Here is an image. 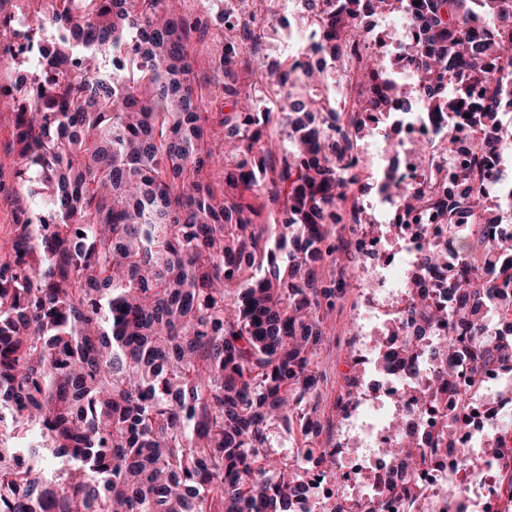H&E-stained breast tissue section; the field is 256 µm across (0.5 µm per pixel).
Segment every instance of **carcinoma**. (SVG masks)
<instances>
[{
	"label": "carcinoma",
	"instance_id": "cac0c4a2",
	"mask_svg": "<svg viewBox=\"0 0 512 512\" xmlns=\"http://www.w3.org/2000/svg\"><path fill=\"white\" fill-rule=\"evenodd\" d=\"M390 1L414 34L394 57L410 83L362 47ZM30 2L41 58L0 90L17 183L0 239V405L11 433L38 440L23 458L0 448V512H296L315 495L309 475L336 472L313 447L333 432L319 355L351 286L337 225L372 221L360 134L374 113L472 114L479 155L458 177L496 182L485 160L512 156L496 135L512 108V0H299L321 66L305 49L281 64L255 50L284 0H242L219 34L209 7L191 17L181 0ZM196 39L216 44L204 63ZM245 74L273 88L271 111H256ZM338 74L356 93L348 112ZM220 99L231 111L212 110ZM274 120L286 140L267 135ZM383 194L402 224L446 204L396 180ZM264 195L279 204L271 224L251 202ZM446 205L448 245L421 252L409 281L422 287L457 253L446 301H413L386 357L433 362L411 397L421 406L512 366V322L489 323L512 310V195ZM443 325L453 337H434ZM274 426L301 437L287 456L272 451ZM461 427L456 416L423 438L396 418L393 489L412 493L415 467ZM50 455L74 466L42 479L31 461Z\"/></svg>",
	"mask_w": 512,
	"mask_h": 512
}]
</instances>
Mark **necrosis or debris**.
I'll return each mask as SVG.
<instances>
[{
    "label": "necrosis or debris",
    "mask_w": 512,
    "mask_h": 512,
    "mask_svg": "<svg viewBox=\"0 0 512 512\" xmlns=\"http://www.w3.org/2000/svg\"><path fill=\"white\" fill-rule=\"evenodd\" d=\"M400 128L399 154L380 151L377 164L390 167L396 178L416 187L434 183L435 167L455 168L459 157L475 153L480 138L477 128L453 114L441 121L406 114ZM418 142L432 145L433 166L416 161L411 147ZM437 186L442 191L447 188L443 182ZM365 205L375 214L377 228L369 231L357 224L352 231L359 272L372 284L355 318L356 364L362 373L338 420L333 445L336 475L318 481V492L308 506L311 512H323L327 506L351 512L356 501L379 500L394 512H512V488L503 479L512 470V442L492 454L484 447L489 433L512 430V399L502 394L503 388L512 387V374L496 368L474 388L467 423L455 446L437 448L419 466L416 493L407 496L390 490L392 469L385 450L396 441L393 418L412 412L419 431L426 435L460 411L456 396L450 394L442 395L435 405L412 408L409 397L432 373L431 362H422L414 374L385 361L390 332L412 300L407 279L414 259L430 242L443 238L446 226L434 210L424 211L420 223L400 225L396 211L381 199L366 200ZM364 475L371 482L363 489L359 479Z\"/></svg>",
    "instance_id": "4bbe7bcc"
}]
</instances>
